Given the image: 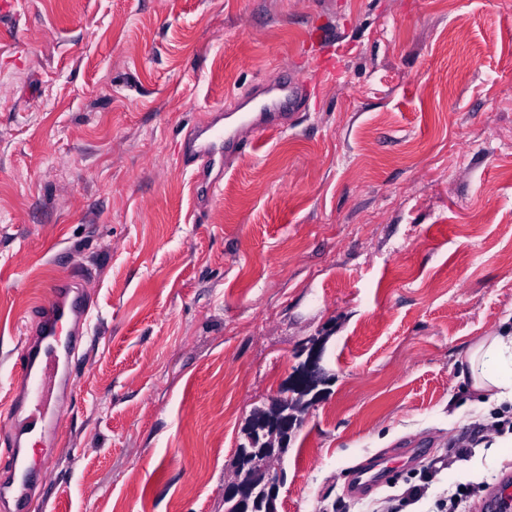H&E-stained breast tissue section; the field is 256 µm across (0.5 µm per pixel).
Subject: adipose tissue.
<instances>
[{
    "label": "adipose tissue",
    "mask_w": 512,
    "mask_h": 512,
    "mask_svg": "<svg viewBox=\"0 0 512 512\" xmlns=\"http://www.w3.org/2000/svg\"><path fill=\"white\" fill-rule=\"evenodd\" d=\"M457 370L477 396L482 419L512 407V330L505 328L467 345Z\"/></svg>",
    "instance_id": "adipose-tissue-1"
}]
</instances>
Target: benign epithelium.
<instances>
[{"mask_svg": "<svg viewBox=\"0 0 512 512\" xmlns=\"http://www.w3.org/2000/svg\"><path fill=\"white\" fill-rule=\"evenodd\" d=\"M305 360L300 375L309 389L325 382L321 350L309 346L301 350ZM300 423L293 412L264 416L255 427L248 447L237 450L234 477L224 482V501L233 503L237 512H260L278 500L281 472L274 463L282 460V448L292 430Z\"/></svg>", "mask_w": 512, "mask_h": 512, "instance_id": "benign-epithelium-1", "label": "benign epithelium"}]
</instances>
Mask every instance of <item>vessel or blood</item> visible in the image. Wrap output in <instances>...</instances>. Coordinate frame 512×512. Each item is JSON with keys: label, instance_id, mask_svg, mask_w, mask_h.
Wrapping results in <instances>:
<instances>
[{"label": "vessel or blood", "instance_id": "1", "mask_svg": "<svg viewBox=\"0 0 512 512\" xmlns=\"http://www.w3.org/2000/svg\"><path fill=\"white\" fill-rule=\"evenodd\" d=\"M302 97L303 91L293 79L256 83L254 93L240 99V113L234 123L223 124L221 116L215 115L191 127L183 145L184 167L192 169L196 180L205 181L214 167L223 165L225 157H243L253 149V141L239 135V126H247L260 137L280 133L288 125L290 112L300 108ZM49 288L51 301L31 310L32 323L20 353V379L26 386V397L11 401L7 407L11 417L6 450L10 471L0 477V506H11L12 512H26L33 483L46 477L36 447L58 432L54 409L62 393L74 386L69 360L88 334L90 307L79 277L53 280ZM419 455L416 448H396L372 458L354 472L353 492L360 495L377 490L388 467ZM482 509L512 512L511 472L503 473L492 484Z\"/></svg>", "mask_w": 512, "mask_h": 512}]
</instances>
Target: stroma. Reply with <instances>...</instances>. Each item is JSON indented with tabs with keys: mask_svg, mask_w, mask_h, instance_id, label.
I'll return each instance as SVG.
<instances>
[{
	"mask_svg": "<svg viewBox=\"0 0 512 512\" xmlns=\"http://www.w3.org/2000/svg\"><path fill=\"white\" fill-rule=\"evenodd\" d=\"M301 73L194 184L183 138ZM92 302L29 512H224L251 411L319 344L277 512L471 482L454 359L512 324V0H0V405L50 281ZM418 445L374 497L349 475ZM300 352L301 355L306 354V358L301 364L300 375L309 390H314L325 382V372L321 365V350L309 346Z\"/></svg>",
	"mask_w": 512,
	"mask_h": 512,
	"instance_id": "1",
	"label": "stroma"
}]
</instances>
